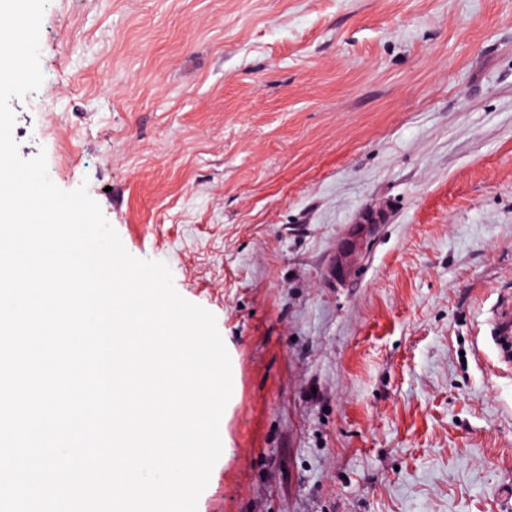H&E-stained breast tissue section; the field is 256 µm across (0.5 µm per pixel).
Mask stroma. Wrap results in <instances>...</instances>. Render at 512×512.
I'll return each instance as SVG.
<instances>
[{
	"label": "stroma",
	"instance_id": "1",
	"mask_svg": "<svg viewBox=\"0 0 512 512\" xmlns=\"http://www.w3.org/2000/svg\"><path fill=\"white\" fill-rule=\"evenodd\" d=\"M40 68L20 157L230 356L197 512H512V0H49ZM383 221L381 212L370 211L356 223L336 251V280L346 281L360 267L365 256V244ZM489 341L496 349V362L505 372L512 370V295L508 294L491 312Z\"/></svg>",
	"mask_w": 512,
	"mask_h": 512
}]
</instances>
